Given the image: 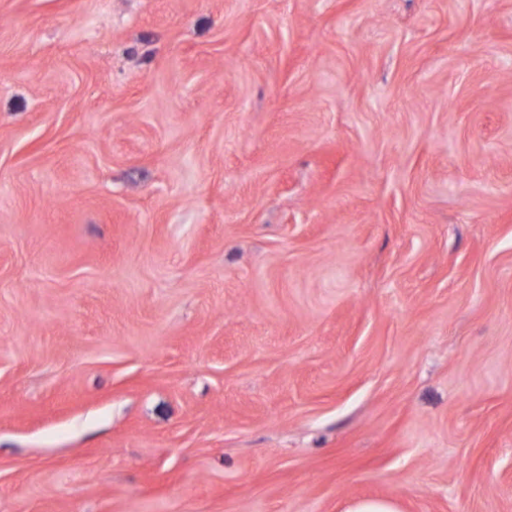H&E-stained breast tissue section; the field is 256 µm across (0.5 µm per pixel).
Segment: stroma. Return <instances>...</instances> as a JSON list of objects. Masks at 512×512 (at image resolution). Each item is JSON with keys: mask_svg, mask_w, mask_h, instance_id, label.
I'll use <instances>...</instances> for the list:
<instances>
[{"mask_svg": "<svg viewBox=\"0 0 512 512\" xmlns=\"http://www.w3.org/2000/svg\"><path fill=\"white\" fill-rule=\"evenodd\" d=\"M512 512V0H0V512Z\"/></svg>", "mask_w": 512, "mask_h": 512, "instance_id": "obj_1", "label": "stroma"}]
</instances>
